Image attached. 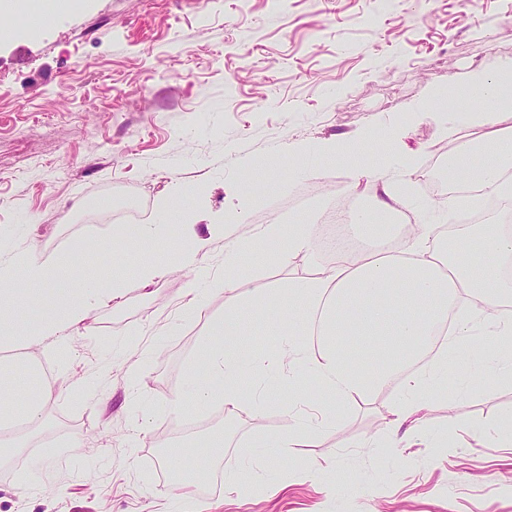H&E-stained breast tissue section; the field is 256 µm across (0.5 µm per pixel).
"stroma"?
Returning a JSON list of instances; mask_svg holds the SVG:
<instances>
[{"instance_id": "stroma-1", "label": "stroma", "mask_w": 512, "mask_h": 512, "mask_svg": "<svg viewBox=\"0 0 512 512\" xmlns=\"http://www.w3.org/2000/svg\"><path fill=\"white\" fill-rule=\"evenodd\" d=\"M501 62L512 63V0H82L35 36L0 38V248L59 253L102 239L108 223H126L128 203L138 223H158L156 201L176 181L188 188L184 221L199 205L222 212L253 177L251 161L345 143L375 124L401 130L410 205L431 200L448 138L411 107ZM282 180L244 205L249 224L367 201L345 168L320 158ZM329 263L320 251L250 261L238 292L283 288ZM202 264L216 282L201 313L181 314L186 272L173 264L148 288L130 283L68 344L20 353L51 363L59 391L0 467V512H169L172 475L188 470L208 473L191 489L196 512H512V446L491 437L512 427V385L494 379L436 394L425 448L382 441L398 392L338 407L336 424L296 449L299 476L278 493L267 465L288 428L287 389L259 406L244 397L232 416L192 399L173 415L168 400L224 313L223 243ZM130 338L141 343L133 381ZM73 437L85 447H66ZM331 460L336 471L319 470ZM245 475L253 485L226 493L229 477Z\"/></svg>"}]
</instances>
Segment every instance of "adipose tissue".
I'll use <instances>...</instances> for the list:
<instances>
[{"label":"adipose tissue","instance_id":"obj_1","mask_svg":"<svg viewBox=\"0 0 512 512\" xmlns=\"http://www.w3.org/2000/svg\"><path fill=\"white\" fill-rule=\"evenodd\" d=\"M455 94L458 103L450 110L442 104V89H434L424 110L441 123L444 134L458 141L444 180L452 186L474 183L485 194L511 200L512 126L501 117L512 112V63L470 72ZM472 128L482 129V136L459 141L460 132ZM399 137L398 128L371 127L345 144L323 141L294 149V167H302L314 153L344 163L355 181L366 182L372 203L353 214L351 225L362 238L389 242L359 256L336 253L316 279L292 281L267 293L235 294L251 239H260L266 257L283 263L291 255L316 250L315 225L291 218L254 226L240 210L202 211L198 222L210 228L204 236L195 224L181 221L186 191L179 183L159 202L161 223L113 226L109 246L116 253H135L133 274L140 287L163 275L162 253L187 270L181 295L192 309L209 280L203 257L225 227L238 230L224 245V314L210 324L189 395L204 403L220 401L232 415L241 406L245 380L271 368L278 383L299 401L305 391L296 379L303 370L327 398L322 411L328 415L333 406L397 387L403 398L386 438L396 446L401 439L424 435L431 397L446 387L448 369L457 358H467L480 376L512 382V278L503 273L512 263V232L491 224L466 227L448 253L439 248L438 227L426 214H419L410 232L397 233L402 197L398 180L413 172L408 162L400 177L390 174ZM173 223L181 226L180 239L168 234ZM93 248V242L83 240L60 255L31 247L0 260L1 350L27 351L48 339L62 341L68 330L86 325L92 312L123 294V279L87 275ZM18 279L27 289L17 296L11 285ZM29 304H43L47 310L19 326ZM476 324L491 329L495 350L472 341ZM262 330L277 338L271 350H256L250 341ZM57 389L56 377L45 375L38 376L34 390L21 388L14 365L0 362V465L10 462L9 450L17 445L12 434L16 420L39 427L42 406ZM288 418L291 425L276 440L278 460L273 465L281 489L294 477L284 460L296 449L312 446L317 437L301 425L296 411H289Z\"/></svg>","mask_w":512,"mask_h":512}]
</instances>
